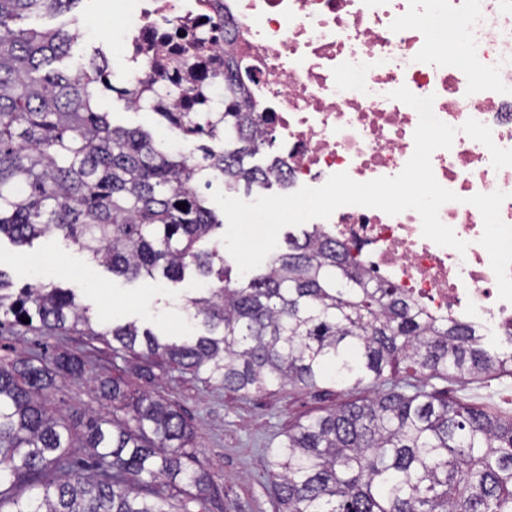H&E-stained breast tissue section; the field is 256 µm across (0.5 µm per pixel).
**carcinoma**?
<instances>
[{"label": "carcinoma", "mask_w": 512, "mask_h": 512, "mask_svg": "<svg viewBox=\"0 0 512 512\" xmlns=\"http://www.w3.org/2000/svg\"><path fill=\"white\" fill-rule=\"evenodd\" d=\"M80 2L0 0V237L24 253L56 232L131 279L178 281L192 266L210 285L184 304L202 330L173 342L133 323L97 331L73 289L34 283L16 292L2 267L0 326L110 336L145 380L166 363L245 394L391 385L284 433L266 462L278 512H512V415L429 389L432 379L512 374V349L409 301L316 226L288 236V251L259 274L234 275L218 247L199 249L224 224L196 182L287 186L277 158L250 163L268 132L249 126L229 96L222 128L197 112L158 113L185 139L224 143L203 148L200 161L113 125L98 50L73 74L58 68L73 32L14 27ZM403 362L418 383L394 380ZM85 374L71 351L0 361V512H167L166 503L211 512L215 481L181 410L111 375L97 376L94 390L112 410L61 409L56 392Z\"/></svg>", "instance_id": "1"}]
</instances>
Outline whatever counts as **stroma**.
Wrapping results in <instances>:
<instances>
[{
  "mask_svg": "<svg viewBox=\"0 0 512 512\" xmlns=\"http://www.w3.org/2000/svg\"><path fill=\"white\" fill-rule=\"evenodd\" d=\"M18 24L23 28L86 30V37L77 42L66 62L72 70L92 51L95 39L115 31L112 0H83L71 13L25 17ZM0 265L20 285L54 281L74 288L94 318L134 321L173 336L182 335L184 300L194 296L198 288V279L190 270L178 282L149 277L129 280L112 274L58 236L38 239L26 255L8 239H1ZM62 350L82 354L89 377L106 372L132 384L138 381L135 358L115 354L111 344L99 337L80 332L43 336L22 328L0 332V360L20 354L49 356ZM154 373L155 390L190 417L199 457L219 485L220 499L239 504L243 512H277L264 461L288 427L306 415L322 413L354 398L353 393L333 385L302 392L277 388L244 395L206 385L191 373L164 364L155 367ZM433 385L452 400L503 412L512 410V377L507 375L468 383L437 379Z\"/></svg>",
  "mask_w": 512,
  "mask_h": 512,
  "instance_id": "1",
  "label": "stroma"
}]
</instances>
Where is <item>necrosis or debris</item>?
Here are the masks:
<instances>
[{
	"instance_id": "necrosis-or-debris-1",
	"label": "necrosis or debris",
	"mask_w": 512,
	"mask_h": 512,
	"mask_svg": "<svg viewBox=\"0 0 512 512\" xmlns=\"http://www.w3.org/2000/svg\"><path fill=\"white\" fill-rule=\"evenodd\" d=\"M128 88L153 81L157 112H220L231 78L224 48L254 124L278 144L288 190L319 187L345 172L358 182L399 174L414 151L419 116L392 99L407 87L433 96V112L458 133L431 156L437 181L455 192L439 217L465 253L422 235L417 212L391 216L338 208L319 225L356 260L428 312L476 334L512 333V302L500 300L483 220L467 197L502 191L512 225V166L494 168L488 148L460 128L473 118L512 149V0H115ZM450 33L451 53L429 50V32Z\"/></svg>"
}]
</instances>
